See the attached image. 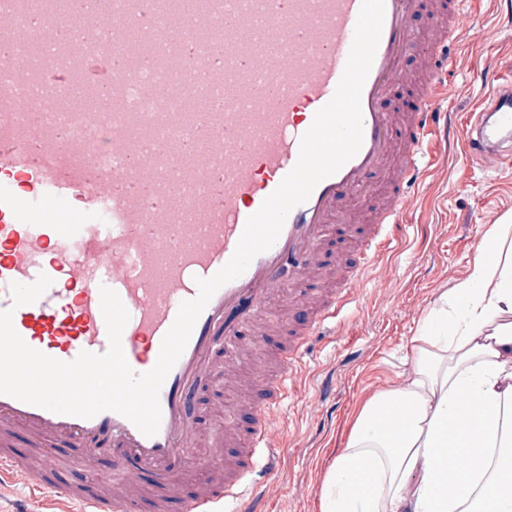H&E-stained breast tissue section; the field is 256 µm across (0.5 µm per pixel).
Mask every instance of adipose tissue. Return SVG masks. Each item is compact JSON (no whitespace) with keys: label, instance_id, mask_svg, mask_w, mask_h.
<instances>
[{"label":"adipose tissue","instance_id":"adipose-tissue-1","mask_svg":"<svg viewBox=\"0 0 512 512\" xmlns=\"http://www.w3.org/2000/svg\"><path fill=\"white\" fill-rule=\"evenodd\" d=\"M511 236L507 224L486 234L467 279L426 313L411 380L364 404L324 475L321 512H512ZM394 406L402 424L384 430Z\"/></svg>","mask_w":512,"mask_h":512}]
</instances>
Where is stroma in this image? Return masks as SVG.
I'll use <instances>...</instances> for the list:
<instances>
[{
    "label": "stroma",
    "mask_w": 512,
    "mask_h": 512,
    "mask_svg": "<svg viewBox=\"0 0 512 512\" xmlns=\"http://www.w3.org/2000/svg\"><path fill=\"white\" fill-rule=\"evenodd\" d=\"M485 38L476 32L448 83L456 96L448 106L465 126L485 96L480 72L486 60L512 58V21L498 0H482ZM464 144L438 154L429 175L414 191L403 221L385 233L398 249L379 257L389 269V286L358 289L336 320V333L312 339L303 358L306 378L282 407L287 439L277 474L269 484L266 512H320V489L333 457L344 448L362 405L378 392L407 383L411 338L444 290L465 280L478 245L491 230L490 218L512 216V158L502 170L464 162ZM217 379L198 388L193 411L203 432L199 456L222 442L224 418L218 406H232L234 394ZM72 504L50 494L30 496L20 481L0 482V512H70Z\"/></svg>",
    "instance_id": "1"
}]
</instances>
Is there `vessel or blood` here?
I'll return each instance as SVG.
<instances>
[{
  "instance_id": "b4317fda",
  "label": "vessel or blood",
  "mask_w": 512,
  "mask_h": 512,
  "mask_svg": "<svg viewBox=\"0 0 512 512\" xmlns=\"http://www.w3.org/2000/svg\"><path fill=\"white\" fill-rule=\"evenodd\" d=\"M29 3L0 0V55L19 60L9 71L11 89L0 90V311L12 310L30 347L71 361L107 351L100 289L109 287L130 315L125 357L142 374L156 364L181 304L197 296V279L229 262L248 218L296 165L302 135L343 75L362 0H190L186 9L165 0H69L67 11L38 14ZM463 3L384 0L361 92L360 150L290 211L270 249L212 296L160 389L158 432L146 436L114 411L81 418L0 395V478L40 494L53 488L57 462L70 449H81L86 462L111 450L118 475H97L93 491L66 490L80 512H134L145 470L182 512H232L245 499L250 512H261L257 489L281 458L272 412L289 396L312 337L352 302L365 268L390 249L383 230L412 206L432 144L465 140L467 160L486 169L512 157V82L501 81L495 63L481 72L490 91L467 133L442 107L452 95L444 77L478 21ZM33 44L43 52L31 69ZM29 82L37 91L14 93ZM403 87L413 92V107L387 108L390 92ZM190 93L207 96L209 111H178ZM98 97L110 99L111 109L96 108ZM375 174L390 191L367 217L350 202ZM357 223L363 246L356 261L343 263L341 288L310 298L301 287L322 272L327 226ZM42 274L52 280L46 292L15 305L12 283ZM276 301L294 330L275 374L251 372L256 397L247 403V433L235 410L224 411L237 464L225 469L213 451L200 462L196 493L184 495L202 439L192 413L198 386L213 375L216 350L224 352L225 372L233 371L240 323L256 324ZM16 429L41 441L40 465L13 455Z\"/></svg>"
}]
</instances>
